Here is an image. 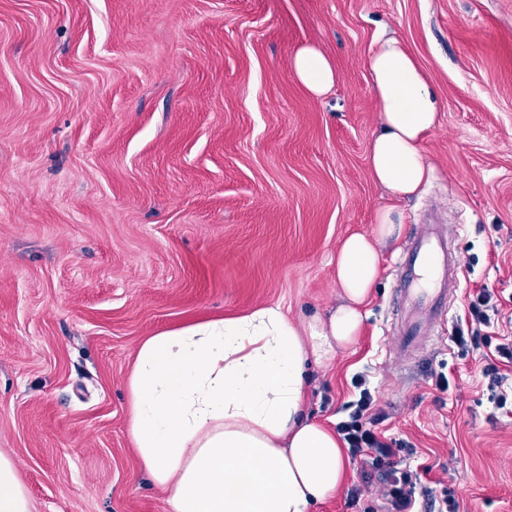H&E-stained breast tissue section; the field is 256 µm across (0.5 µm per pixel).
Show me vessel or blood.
<instances>
[{
	"label": "vessel or blood",
	"mask_w": 512,
	"mask_h": 512,
	"mask_svg": "<svg viewBox=\"0 0 512 512\" xmlns=\"http://www.w3.org/2000/svg\"><path fill=\"white\" fill-rule=\"evenodd\" d=\"M399 286L393 302L401 318L388 338L389 352L412 357L422 352L437 325L450 316L460 279L449 238L434 225H420L395 263Z\"/></svg>",
	"instance_id": "obj_1"
}]
</instances>
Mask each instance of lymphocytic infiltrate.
<instances>
[{
  "mask_svg": "<svg viewBox=\"0 0 512 512\" xmlns=\"http://www.w3.org/2000/svg\"><path fill=\"white\" fill-rule=\"evenodd\" d=\"M489 289L475 290L469 296L468 314L451 336L461 351L485 349L483 374L491 387L501 388L506 379L502 369L512 366V336H500L490 316L494 305ZM359 395L347 402L344 418L336 432L352 460L358 461L364 476L377 477L383 486L381 504L367 512H457L455 491L448 486L434 488L422 482L417 468L401 455L396 440L388 438L381 425L384 417L376 412V400L362 375H354Z\"/></svg>",
  "mask_w": 512,
  "mask_h": 512,
  "instance_id": "lymphocytic-infiltrate-1",
  "label": "lymphocytic infiltrate"
}]
</instances>
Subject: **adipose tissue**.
I'll list each match as a JSON object with an SVG mask.
<instances>
[{
    "label": "adipose tissue",
    "instance_id": "ef3b65f1",
    "mask_svg": "<svg viewBox=\"0 0 512 512\" xmlns=\"http://www.w3.org/2000/svg\"><path fill=\"white\" fill-rule=\"evenodd\" d=\"M368 74L380 112L368 170L391 197L408 199L434 175L425 144L443 105L398 38L379 40ZM292 75L317 97L338 80L312 44L294 51ZM402 229L383 208L371 233L345 237L335 256L341 302L306 325L269 305L139 344L127 379L129 432L143 469L168 491L171 512H309L335 494L344 450L334 430L302 416L305 366L359 336L380 251ZM0 512H31L17 466L1 452Z\"/></svg>",
    "mask_w": 512,
    "mask_h": 512
}]
</instances>
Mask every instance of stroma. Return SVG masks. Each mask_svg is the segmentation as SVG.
I'll return each mask as SVG.
<instances>
[{"label":"stroma","mask_w":512,"mask_h":512,"mask_svg":"<svg viewBox=\"0 0 512 512\" xmlns=\"http://www.w3.org/2000/svg\"><path fill=\"white\" fill-rule=\"evenodd\" d=\"M383 36L443 102L435 176L398 202L367 166ZM304 44L339 71L320 98L291 75ZM384 207L401 240L356 341L309 366L306 412L335 427L365 375L425 482L458 512H512V414L449 340L478 288L512 334V0H0V451L32 512H170L129 434L138 345L266 305L327 314L330 256ZM432 211L456 228L461 287L404 363L384 351L393 266Z\"/></svg>","instance_id":"obj_1"}]
</instances>
